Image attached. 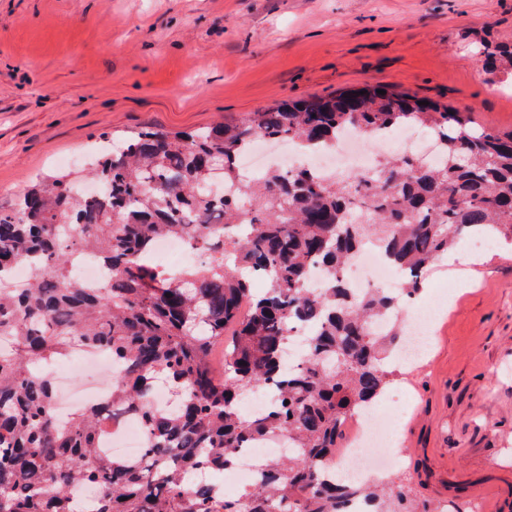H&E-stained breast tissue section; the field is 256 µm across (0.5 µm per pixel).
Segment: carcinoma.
Segmentation results:
<instances>
[{
	"label": "carcinoma",
	"instance_id": "obj_1",
	"mask_svg": "<svg viewBox=\"0 0 512 512\" xmlns=\"http://www.w3.org/2000/svg\"><path fill=\"white\" fill-rule=\"evenodd\" d=\"M486 68L512 70V48H483ZM378 85L343 88L194 131L145 127L102 154L94 176L107 203L54 177L0 211V512H75L82 485L99 489L95 512H341L354 498L376 512H417L393 483L327 476L342 447L341 421L381 396L394 371L399 297L373 288L351 297L345 265L368 234L420 293L431 264L471 236L512 242V133L472 124L468 112ZM404 126L430 129L442 162L397 155L371 176L326 178L297 167L248 179L239 161L259 138L329 149L349 128L373 140ZM188 238L200 267L167 273L149 264L155 241ZM80 251L108 271L98 288L72 272ZM34 273L13 281L19 264ZM265 282L256 293L252 280ZM390 326L382 336L376 324ZM307 325V359L285 368L294 328ZM112 355V401L141 420L139 459L104 448L107 403L56 423L52 378L39 363L71 344ZM224 343V373L210 363ZM176 409L157 407L158 382ZM250 387H270L260 416L242 413ZM288 438L251 486L228 498L202 477L233 466L254 441Z\"/></svg>",
	"mask_w": 512,
	"mask_h": 512
}]
</instances>
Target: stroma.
<instances>
[{"instance_id":"1","label":"stroma","mask_w":512,"mask_h":512,"mask_svg":"<svg viewBox=\"0 0 512 512\" xmlns=\"http://www.w3.org/2000/svg\"><path fill=\"white\" fill-rule=\"evenodd\" d=\"M512 45V0H0V210L37 180L87 188L91 147L144 127L220 120L380 83L512 132V74L481 44ZM469 289L456 295V285ZM426 357L401 368L409 415L386 478L435 512H512V244L430 269Z\"/></svg>"}]
</instances>
